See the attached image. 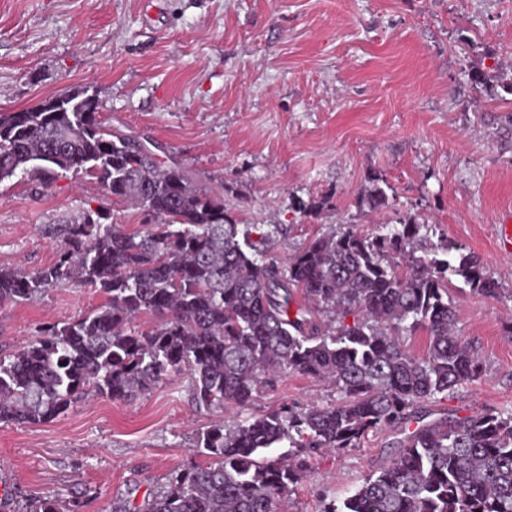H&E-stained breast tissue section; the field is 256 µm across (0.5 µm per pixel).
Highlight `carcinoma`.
Returning a JSON list of instances; mask_svg holds the SVG:
<instances>
[{"label": "carcinoma", "instance_id": "obj_1", "mask_svg": "<svg viewBox=\"0 0 512 512\" xmlns=\"http://www.w3.org/2000/svg\"><path fill=\"white\" fill-rule=\"evenodd\" d=\"M471 82L512 96V78L478 69ZM38 170L97 179L112 205L142 207L155 222L131 235L102 210L54 225L56 260L37 272L0 267V304L78 283L106 302L50 323L23 349L0 357V422L42 423L83 397L114 400L188 371L197 407L244 410L280 373L326 378L330 406L285 405L200 432L212 458L169 476L142 512H280L324 448L360 447L365 435L404 433L391 462L323 512H512V412L431 420L426 402L480 379L475 351L454 330L449 276L486 297L501 294L472 253L420 256L415 220L381 224L368 237L345 225L310 240L283 264L240 229L224 196L178 165H163L136 136L86 111L0 112V183ZM382 179L363 198L389 206ZM302 294L307 305L295 306ZM158 317L148 330L132 323ZM422 331L425 354L402 336ZM288 444L286 454L271 458ZM79 497L44 499L30 512H81Z\"/></svg>", "mask_w": 512, "mask_h": 512}]
</instances>
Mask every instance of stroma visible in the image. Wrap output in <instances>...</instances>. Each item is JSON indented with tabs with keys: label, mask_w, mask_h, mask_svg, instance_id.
<instances>
[{
	"label": "stroma",
	"mask_w": 512,
	"mask_h": 512,
	"mask_svg": "<svg viewBox=\"0 0 512 512\" xmlns=\"http://www.w3.org/2000/svg\"><path fill=\"white\" fill-rule=\"evenodd\" d=\"M512 51V0H0V111L91 86L105 125L162 147L220 189L252 234L281 225L268 258L284 261L331 228L365 235L407 217L432 225L427 242L478 255L500 297L452 278L459 336L484 375L428 404L434 416L512 410V136L498 119L512 97L473 87L471 67L501 68ZM390 205L361 199L372 176ZM330 197L306 216L297 202ZM110 211L126 231L149 215L113 207L86 175L37 171L0 182V266L36 271L59 248L51 234L86 209ZM77 285L0 304V354L23 349L44 324L103 305ZM323 379L283 374L249 407L328 406ZM236 410L197 408L182 371L128 401L92 396L50 422H0V504L24 512L44 498L84 497L85 512L130 507L170 473L205 458L195 438ZM400 431L370 432L359 447L327 450L290 492L288 512H322L391 461Z\"/></svg>",
	"instance_id": "35a3bbf8"
}]
</instances>
